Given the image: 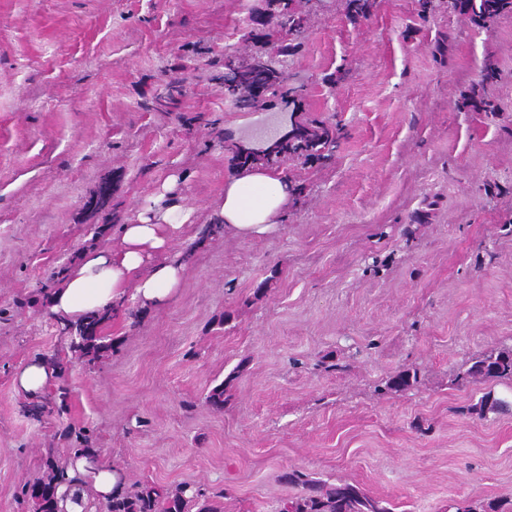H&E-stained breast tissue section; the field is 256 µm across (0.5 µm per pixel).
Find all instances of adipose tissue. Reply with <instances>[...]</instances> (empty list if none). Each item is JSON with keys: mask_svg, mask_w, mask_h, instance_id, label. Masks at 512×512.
<instances>
[{"mask_svg": "<svg viewBox=\"0 0 512 512\" xmlns=\"http://www.w3.org/2000/svg\"><path fill=\"white\" fill-rule=\"evenodd\" d=\"M288 195L287 182L268 169L241 171L228 178L209 221L238 237L266 235L275 231L274 221ZM193 217V209L176 206L139 212L122 225L117 246L87 249L64 271L50 298L49 314L76 323L107 309L122 313L130 298L149 308L166 305L186 263L164 254Z\"/></svg>", "mask_w": 512, "mask_h": 512, "instance_id": "adipose-tissue-1", "label": "adipose tissue"}]
</instances>
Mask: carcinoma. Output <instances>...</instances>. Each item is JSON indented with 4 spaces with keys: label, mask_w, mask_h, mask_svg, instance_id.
<instances>
[{
    "label": "carcinoma",
    "mask_w": 512,
    "mask_h": 512,
    "mask_svg": "<svg viewBox=\"0 0 512 512\" xmlns=\"http://www.w3.org/2000/svg\"><path fill=\"white\" fill-rule=\"evenodd\" d=\"M450 7L478 25L491 26L500 16L512 12V0H449ZM375 7V0H343V10L348 19L357 21L368 18ZM295 0H262V6L254 15V28L244 37L256 44L276 41L281 44V53L286 54L295 47L305 27L295 20ZM241 71L235 93L242 99L264 104L268 98L288 93L295 95L298 88L287 87L288 78L269 56L257 49L240 56ZM303 135L288 142L278 157H298L307 161L325 163L334 158L338 147L336 130L319 120L311 119L299 124ZM105 311L91 315L74 326L59 327L68 333L69 349L87 363L95 362L112 349V341L104 333ZM459 379L482 381H512V350L491 349L476 357ZM227 383L213 387L205 402L211 408L222 411L227 401ZM506 402L486 393L480 402L471 407L478 414L497 411ZM63 435L72 443L70 454L61 456L53 448L45 449L42 459L43 475L23 484L19 498L29 512H61L59 500L46 490L65 486L85 489L86 482L80 477L67 475L69 460L82 456L98 465V449L91 445L95 429L90 426L67 427ZM288 482L302 488L300 495L283 502L279 512H393L391 504L368 495L359 486L347 481L326 484L313 479L301 470L287 474ZM449 508L454 512H512V500L502 499L487 505L462 498L453 501ZM87 512H224V494H211L204 488L181 483L173 489L158 488L144 484L130 490L112 493L103 500L89 503Z\"/></svg>",
    "instance_id": "cac0c4a2"
}]
</instances>
